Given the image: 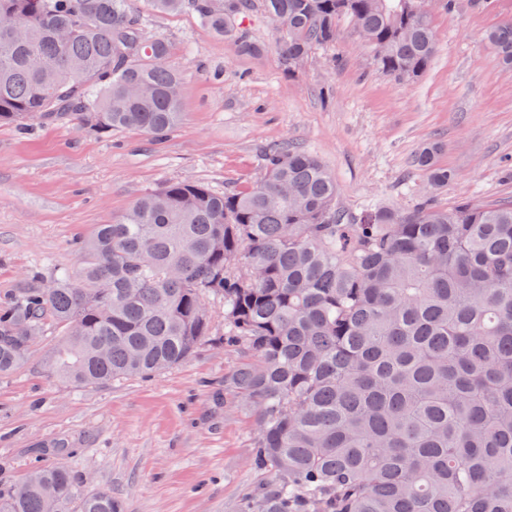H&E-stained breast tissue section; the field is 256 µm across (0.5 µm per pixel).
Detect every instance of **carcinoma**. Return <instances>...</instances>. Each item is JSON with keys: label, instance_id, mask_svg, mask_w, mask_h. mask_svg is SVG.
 <instances>
[{"label": "carcinoma", "instance_id": "cac0c4a2", "mask_svg": "<svg viewBox=\"0 0 512 512\" xmlns=\"http://www.w3.org/2000/svg\"><path fill=\"white\" fill-rule=\"evenodd\" d=\"M194 13L239 55L263 46L245 19L275 24L283 70L352 24L401 82L432 66L421 0H146ZM512 69V24L485 35ZM172 48L132 0H0V124L62 115L95 133L163 137L181 123ZM429 143L431 192L453 179ZM77 268L0 309V376L24 362L43 321L45 358L77 386L173 368L211 334L242 361L224 375L253 426L251 464L271 480L240 512H512V202L431 197L349 216L314 154L265 150L254 185L217 193L192 179L143 195L80 243ZM120 512L65 465L35 466L0 512Z\"/></svg>", "mask_w": 512, "mask_h": 512}]
</instances>
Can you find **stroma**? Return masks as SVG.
I'll return each instance as SVG.
<instances>
[{
    "label": "stroma",
    "instance_id": "1",
    "mask_svg": "<svg viewBox=\"0 0 512 512\" xmlns=\"http://www.w3.org/2000/svg\"><path fill=\"white\" fill-rule=\"evenodd\" d=\"M183 75V124L165 141L133 130L98 135L69 118L20 130L0 125V306L78 263L77 242L118 220L141 196L191 178L216 192L260 177L268 145L316 154L336 179V202L356 215L372 203L407 209L432 195L512 200V72L485 33L512 22V0H456L430 11L431 69L397 82L342 23L335 44L313 50L300 72L282 69L272 22L251 16L266 44L241 56L195 14H147ZM437 142L454 179L430 193L414 163ZM212 334L183 363L150 376L78 387L44 359L59 332L45 322L26 363L0 377V489L37 464L69 463L122 512H239L245 492L269 476L250 462L252 422L224 395L241 360L224 343L223 305L210 299Z\"/></svg>",
    "mask_w": 512,
    "mask_h": 512
}]
</instances>
